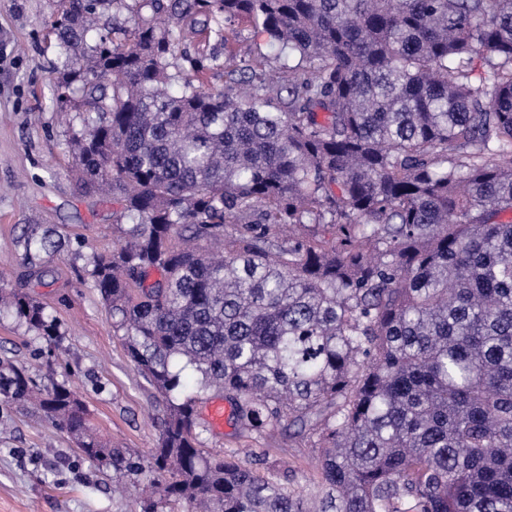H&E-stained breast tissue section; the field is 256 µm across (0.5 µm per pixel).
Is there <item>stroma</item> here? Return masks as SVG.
<instances>
[{
    "instance_id": "stroma-1",
    "label": "stroma",
    "mask_w": 512,
    "mask_h": 512,
    "mask_svg": "<svg viewBox=\"0 0 512 512\" xmlns=\"http://www.w3.org/2000/svg\"><path fill=\"white\" fill-rule=\"evenodd\" d=\"M48 0H0V278L26 289L58 325L54 341L0 315V363L25 368L41 386L69 385L93 433L148 455L163 404L128 358L112 318L84 273L87 257L113 246V207L84 194L69 173L67 142L80 123L57 102L62 56L45 20ZM58 226L70 242L45 260L43 285L27 282L23 234ZM209 448H261L303 492L314 489L317 451L281 422L263 437L225 421L204 432ZM132 496L112 490V473L81 456L72 436L24 401L0 395V512H131Z\"/></svg>"
}]
</instances>
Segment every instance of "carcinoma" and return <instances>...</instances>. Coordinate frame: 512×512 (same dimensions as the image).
<instances>
[{
  "instance_id": "carcinoma-1",
  "label": "carcinoma",
  "mask_w": 512,
  "mask_h": 512,
  "mask_svg": "<svg viewBox=\"0 0 512 512\" xmlns=\"http://www.w3.org/2000/svg\"><path fill=\"white\" fill-rule=\"evenodd\" d=\"M49 25L79 185L117 206L88 275L164 418L143 459L64 384L13 366L0 393L139 512H512V0H50ZM235 25L288 59L279 80ZM188 35L226 44L224 88ZM66 242L26 234L28 280ZM4 310L58 336L1 283ZM209 390L242 431L298 425L317 493L205 447ZM235 32L232 47H234L238 55L256 56L261 54L265 58L267 70L274 72L279 69L281 61L275 57V52L270 49L264 34L249 27H235Z\"/></svg>"
}]
</instances>
